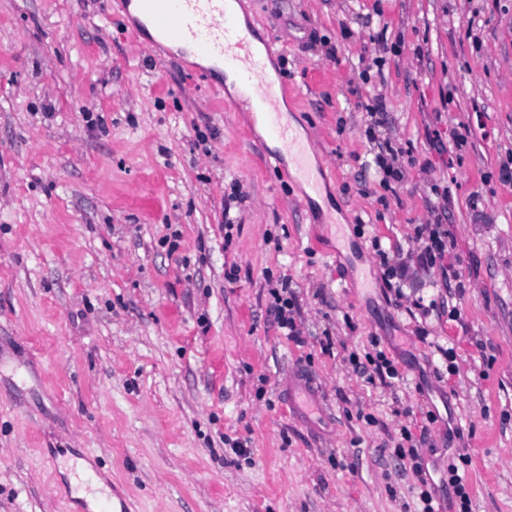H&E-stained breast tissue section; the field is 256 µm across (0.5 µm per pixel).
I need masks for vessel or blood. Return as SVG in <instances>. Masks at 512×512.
<instances>
[{"instance_id": "vessel-or-blood-1", "label": "vessel or blood", "mask_w": 512, "mask_h": 512, "mask_svg": "<svg viewBox=\"0 0 512 512\" xmlns=\"http://www.w3.org/2000/svg\"><path fill=\"white\" fill-rule=\"evenodd\" d=\"M138 11L156 34L157 41L191 46L195 55L223 63L250 87L252 104L267 122L268 130L295 163L303 169L306 147L280 120L285 83L273 81L265 71L264 58L272 43L251 46L249 29L237 27L225 8V0H136ZM285 401L295 413L324 414L319 384L313 375L295 367L284 381Z\"/></svg>"}]
</instances>
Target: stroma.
Segmentation results:
<instances>
[{
  "label": "stroma",
  "instance_id": "obj_1",
  "mask_svg": "<svg viewBox=\"0 0 512 512\" xmlns=\"http://www.w3.org/2000/svg\"><path fill=\"white\" fill-rule=\"evenodd\" d=\"M242 8L323 202L119 0H0V512H86L100 483L128 512H422L452 464L468 512H512V0ZM436 222L454 276L413 263L394 294L378 250ZM283 278L298 344L270 311ZM376 347L400 378L358 367ZM294 366L320 431L281 398ZM405 429L425 477L394 456ZM378 152L375 156L376 165L383 170L386 177L399 181L403 178V171L400 168H394L388 161L395 160L399 155L403 154L402 147L395 144L390 138L384 139L377 143ZM285 401L293 413H317L320 419H327L322 403L319 384L313 375L295 367L288 370L284 381Z\"/></svg>",
  "mask_w": 512,
  "mask_h": 512
}]
</instances>
